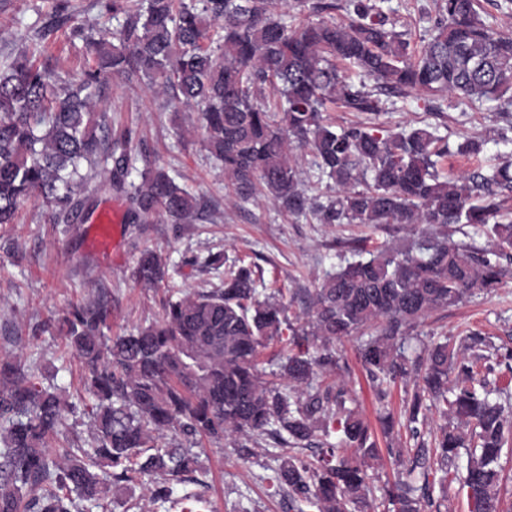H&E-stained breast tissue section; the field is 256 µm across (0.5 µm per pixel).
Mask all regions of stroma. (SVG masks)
<instances>
[{
	"label": "stroma",
	"mask_w": 512,
	"mask_h": 512,
	"mask_svg": "<svg viewBox=\"0 0 512 512\" xmlns=\"http://www.w3.org/2000/svg\"><path fill=\"white\" fill-rule=\"evenodd\" d=\"M59 2L0 0V62L32 47L35 29ZM384 6L396 10L397 30L407 32L415 44L426 37L428 18L436 11L435 0H385ZM44 45L71 79L82 78L93 65L82 41L66 31L50 35ZM101 104L113 133L132 130L138 150L192 194L210 201L211 208L203 219L178 227L158 222L141 233L123 225L115 258L92 247L86 223H52L38 200L25 202L16 223L0 228V360L22 355L40 381L63 388L77 407L68 428L87 432L94 400L83 385L81 364L63 351L60 323L71 305L98 299L112 309L113 334L158 318L165 294L143 287L132 276L142 250H155L166 260L170 293L176 298L189 290L218 286L224 278L223 270L189 266V258L220 253L229 263L244 260L264 288L283 289L287 314L293 317L303 311L308 291L337 264V255L347 244L358 243L370 251L383 244L401 248L414 236L403 226L319 224L313 217L288 216L265 203L233 205L224 196L221 164L208 156L201 135H186L190 120L187 113L177 112L175 103L138 79L111 78ZM387 106L389 112L379 122L390 130L425 116L439 125L449 144H457L465 134L485 138L487 145L479 157L444 161V169L455 173L486 165L497 152L498 133L512 131V112L500 113L488 105L463 113L448 99L439 114L430 116L416 95L393 94ZM469 329L491 337L495 345L512 346V284L434 313L412 331L409 344L417 348ZM356 346V337H346L337 341L336 351L347 364L342 375L348 388L375 428L379 406L356 358ZM271 450L270 442L260 441L245 461L232 445L203 440L196 449L203 497L198 512H287V503L267 493L264 478Z\"/></svg>",
	"instance_id": "obj_1"
}]
</instances>
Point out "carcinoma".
Returning <instances> with one entry per match:
<instances>
[{"mask_svg": "<svg viewBox=\"0 0 512 512\" xmlns=\"http://www.w3.org/2000/svg\"><path fill=\"white\" fill-rule=\"evenodd\" d=\"M301 6L318 20H288L274 0H111L112 17L123 22L109 37L71 25L63 4L36 34L45 39L70 26L94 60L81 80L63 76L38 46L0 66V226L31 198L55 224L89 217L99 177L126 195L130 224L199 220L201 198L148 160L136 167L131 131L112 135L108 112L96 107L112 74L135 77L196 113L194 128L223 164L225 197L236 205L263 197L321 224L426 227L402 251L383 247L364 259L362 249L347 247L307 295L302 320L287 316L282 291L261 295L245 264L230 267L217 288L168 298L160 320L114 336L103 332L107 302L72 307L60 330L95 400L90 445L74 433L52 447L74 405L36 382L22 359L0 361V512H74L78 500L105 512L112 490L136 484L148 485L153 502L192 512L186 502L201 495L176 497L174 487L198 468L184 443L204 437L228 440L247 456V442L265 438L284 449H318L313 459L279 454L265 478L270 495L288 499V512H377L368 470L379 448L335 348L354 334L379 402L399 383L414 385L400 415L382 419L386 431L398 425L413 440L387 449L406 474L385 488L388 512H442L455 481L470 512H512L501 494L512 392L497 385L502 371L512 373V348L492 362L484 354L490 341L472 331L414 356L404 350L406 336L433 313L512 281V163L450 179L438 159L476 155L486 141L465 137L452 149L429 122L392 131L364 122L338 127L326 117L337 105L373 120L384 90L494 102L507 112L512 33L489 25L479 0H441L417 51L405 33L386 28L372 0H344L341 25L323 17L334 0ZM338 60L357 69L356 79ZM305 150L317 182L333 194L302 188ZM456 225L493 243L457 242ZM132 275L154 289L169 277L150 250ZM275 340L289 347L272 373L285 388L258 368ZM431 408L442 424L427 440Z\"/></svg>", "mask_w": 512, "mask_h": 512, "instance_id": "cac0c4a2", "label": "carcinoma"}]
</instances>
